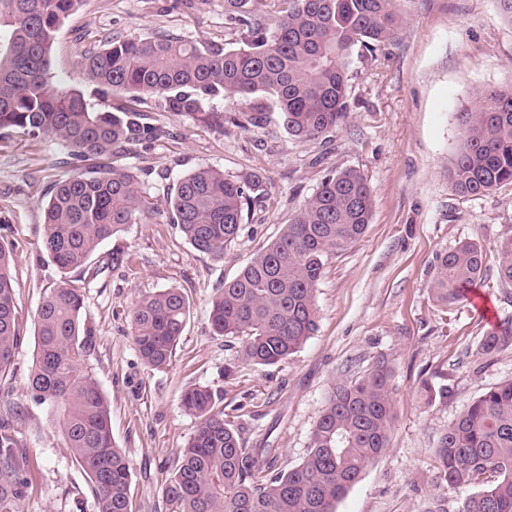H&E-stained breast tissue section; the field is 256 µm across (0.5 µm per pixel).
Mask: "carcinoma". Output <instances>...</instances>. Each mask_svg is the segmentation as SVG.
Returning <instances> with one entry per match:
<instances>
[{
  "instance_id": "carcinoma-1",
  "label": "carcinoma",
  "mask_w": 512,
  "mask_h": 512,
  "mask_svg": "<svg viewBox=\"0 0 512 512\" xmlns=\"http://www.w3.org/2000/svg\"><path fill=\"white\" fill-rule=\"evenodd\" d=\"M81 0H0V137L53 139L69 149L73 169L45 208L42 249L60 272L37 310V353L28 377L33 399L60 409L67 447L92 483L94 512H131V466L112 442L110 409L85 366L81 331L82 270L104 241L141 224L156 207L138 177L112 163L131 146L151 148L164 132L144 121L140 99L170 112L198 114L216 99L276 98L288 133L317 139L347 116L349 65L356 48L375 52L401 20L394 0H224V20L246 24L242 46L227 49L175 34L114 40L81 61L84 75L125 97L97 108L79 89L61 91L49 77L55 34ZM276 14L273 28L261 19ZM461 146L448 180L461 196H485L512 184V88L481 92L458 116ZM254 172L229 177L200 168L176 181L170 222L192 247L215 260L236 240L244 212L263 198ZM371 190L354 169L327 175L278 237L256 253L211 300L215 333L239 344L242 360L279 364L317 329L315 293L329 255L356 243L369 224ZM0 243V377L11 372L20 338L11 267ZM432 288L444 305L463 301L486 279L485 253L465 242L436 258ZM497 278L512 285V236L497 246ZM189 303L176 288L144 295L130 312L144 363L169 365L183 336ZM512 345V324L486 334L480 353ZM392 368L384 360L337 383L311 431L303 460L276 468L270 448H247L207 386L184 392L197 419L164 487L169 512H335L336 503L388 448L393 419ZM449 488L477 485L459 512H512V379L471 402L434 449ZM28 457L10 426L0 424V512H18L32 486Z\"/></svg>"
}]
</instances>
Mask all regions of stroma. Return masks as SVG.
<instances>
[{"label": "stroma", "mask_w": 512, "mask_h": 512, "mask_svg": "<svg viewBox=\"0 0 512 512\" xmlns=\"http://www.w3.org/2000/svg\"><path fill=\"white\" fill-rule=\"evenodd\" d=\"M398 36L375 53L355 50L344 123L304 141L288 134L273 95L209 104L224 126L167 111L157 98L141 108L167 136L147 151L117 158L139 175L159 212L103 242L88 261L83 320L92 344L85 363L106 397L112 439L132 466L131 512H167L163 487L197 420L181 406L185 390L211 387L246 447L272 448L280 467L304 458L310 432L334 385L384 359L393 368L389 446L336 505V512H458L467 488L443 484L433 450L465 407L512 379V346L487 357L488 331L512 321V285L496 277L497 244L512 236V185L480 197L458 195L448 165L461 140L457 116L486 88L512 87V24L498 0H396ZM161 32L234 49L237 27L224 0H82L61 25L49 72L62 90L99 102L81 73L82 57L107 41ZM263 124L246 125L252 106ZM202 167L230 176L262 172L266 196L253 205L222 259L197 252L162 206L180 177ZM354 168L373 197L362 238L329 256L316 293L318 328L288 360L257 367L214 333L212 296L278 236L330 173ZM72 170L59 142L0 138V243L12 248L20 343L12 376L0 380V418L31 461L33 487L20 512H93L91 483L67 448L59 414L33 400L27 378L35 316L59 272L39 243L56 181ZM464 241L486 253L487 278L468 300L447 307L431 291L437 255ZM121 249L129 266L112 263ZM176 288L189 318L168 367L149 369L133 341L129 312L148 293ZM235 364L233 378L224 367ZM446 389L429 400L423 386Z\"/></svg>", "instance_id": "1"}]
</instances>
